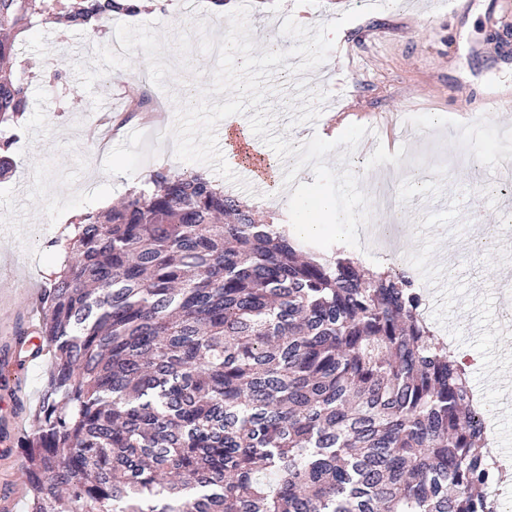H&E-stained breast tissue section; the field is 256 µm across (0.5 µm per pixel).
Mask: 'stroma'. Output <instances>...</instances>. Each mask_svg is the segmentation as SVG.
<instances>
[{
	"mask_svg": "<svg viewBox=\"0 0 512 512\" xmlns=\"http://www.w3.org/2000/svg\"><path fill=\"white\" fill-rule=\"evenodd\" d=\"M367 0H249L251 27L268 30L258 49L291 48L279 29L301 10L313 24L340 18ZM206 21L213 36L228 23L212 0H174L107 22L96 37L37 18L15 42V66L28 87L24 132L11 148L9 177L0 180V314L12 326L37 321L38 297L55 267L53 242L62 217L99 209L104 195L121 201L130 188L164 168L208 174L225 192L288 222L260 184L243 189L209 166L175 160L172 129L187 93L211 82L214 57L190 39L193 23ZM266 96L276 116L275 134L302 143V126L317 124L332 139L337 126H383L384 147L358 148L350 160L360 189L390 180L397 213L376 211V224L393 222L407 231L392 250L364 254L369 269H411L427 297L434 330L453 339L477 363L470 385L497 411L498 444L512 454V412L503 408L512 390V315L498 303V276L512 260L498 252L454 260L448 245L465 239L464 220L475 182L494 187L483 200L489 225L512 227V183L501 180L500 145L512 143V123L489 110L490 97L512 96V0H400L351 21L345 37L309 75L275 73ZM149 98L158 124L132 113L125 124L132 139L105 138L96 124L105 100L123 108L134 95ZM484 115L482 129L468 126ZM123 177L109 179L112 164ZM11 326V328H12ZM11 328L0 330V359L12 356Z\"/></svg>",
	"mask_w": 512,
	"mask_h": 512,
	"instance_id": "stroma-1",
	"label": "stroma"
}]
</instances>
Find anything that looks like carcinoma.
Segmentation results:
<instances>
[{
    "label": "carcinoma",
    "instance_id": "cac0c4a2",
    "mask_svg": "<svg viewBox=\"0 0 512 512\" xmlns=\"http://www.w3.org/2000/svg\"><path fill=\"white\" fill-rule=\"evenodd\" d=\"M138 11L0 0V125L23 129L33 19L94 37ZM148 184L52 241L30 512H495L481 409L410 270L305 258L202 173Z\"/></svg>",
    "mask_w": 512,
    "mask_h": 512
}]
</instances>
